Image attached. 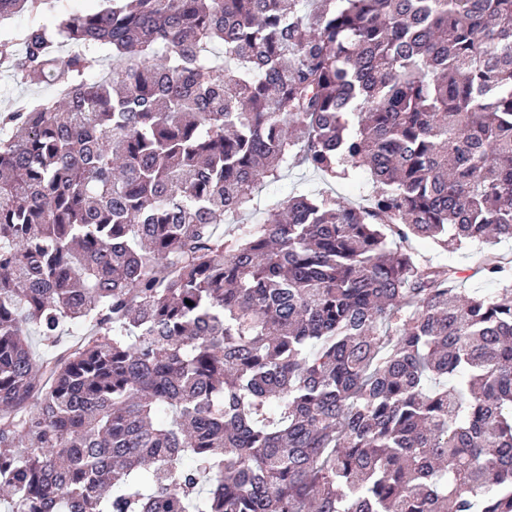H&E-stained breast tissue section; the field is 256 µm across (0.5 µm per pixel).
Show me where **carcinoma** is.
I'll list each match as a JSON object with an SVG mask.
<instances>
[{
    "label": "carcinoma",
    "mask_w": 512,
    "mask_h": 512,
    "mask_svg": "<svg viewBox=\"0 0 512 512\" xmlns=\"http://www.w3.org/2000/svg\"><path fill=\"white\" fill-rule=\"evenodd\" d=\"M18 14L0 68L56 93L0 110L8 512H512V275L409 246L512 240V0ZM297 162L370 192L218 231ZM421 257L430 261L431 263L437 264L442 262H452L457 267L465 270L464 275H469L475 269L474 258L472 249L469 247H463L460 250L453 252H442L440 248L434 247L429 243H422L418 246Z\"/></svg>",
    "instance_id": "1"
}]
</instances>
